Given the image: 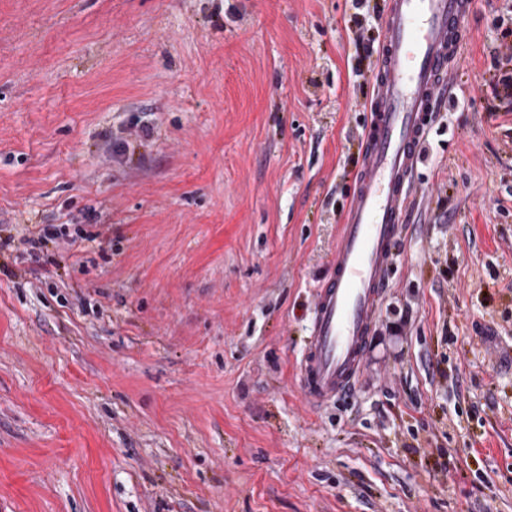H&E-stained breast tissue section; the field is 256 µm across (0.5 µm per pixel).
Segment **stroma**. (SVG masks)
Returning <instances> with one entry per match:
<instances>
[{
  "instance_id": "1",
  "label": "stroma",
  "mask_w": 512,
  "mask_h": 512,
  "mask_svg": "<svg viewBox=\"0 0 512 512\" xmlns=\"http://www.w3.org/2000/svg\"><path fill=\"white\" fill-rule=\"evenodd\" d=\"M386 2L0 0V239L87 235L0 250V512H512V0H475L357 383L299 387ZM42 224L30 225L32 229H28V234L24 235L18 240L16 249L19 250L20 246H23V253L34 255L36 251L42 250L44 244L48 240L56 239L57 237H69L66 233V229L60 225L56 228L54 225L41 226Z\"/></svg>"
}]
</instances>
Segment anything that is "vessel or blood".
<instances>
[{
    "label": "vessel or blood",
    "instance_id": "1",
    "mask_svg": "<svg viewBox=\"0 0 512 512\" xmlns=\"http://www.w3.org/2000/svg\"><path fill=\"white\" fill-rule=\"evenodd\" d=\"M473 5L474 0H389L363 167L344 216L335 268L316 294L300 363V389L313 404L347 393L361 371L425 133L446 92L448 68L469 40Z\"/></svg>",
    "mask_w": 512,
    "mask_h": 512
}]
</instances>
